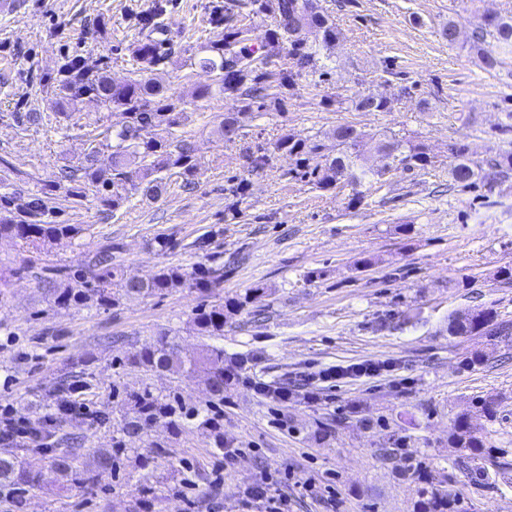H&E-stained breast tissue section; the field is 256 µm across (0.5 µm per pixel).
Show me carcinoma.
I'll return each instance as SVG.
<instances>
[{"label": "carcinoma", "mask_w": 512, "mask_h": 512, "mask_svg": "<svg viewBox=\"0 0 512 512\" xmlns=\"http://www.w3.org/2000/svg\"><path fill=\"white\" fill-rule=\"evenodd\" d=\"M249 9L256 17L273 15L275 23L266 29L262 41L256 43L250 30L234 22L233 7ZM210 24L218 29L216 38L187 48L190 65L214 75L213 84L196 87L194 96L206 98L213 91L224 99L239 104L242 110L253 106L262 109L265 102H273L275 110L285 111L288 89L296 80L318 70L320 53L338 40L336 25L319 5V0H245L238 5L216 3L209 14ZM314 35L315 40L308 39ZM163 42L146 39L130 48L135 67L134 77L124 83L112 82L106 72L90 69L85 59L68 55L58 69L57 87L59 107H69L82 98L96 100L108 112H118L122 122L110 125L100 133L102 140L87 154L81 166L63 170L57 185L66 186V196L74 205L83 204L91 191L106 206L118 207L130 194L141 192L154 199L162 191L157 174L178 170L182 187L193 184L198 160L191 139L179 135L171 137V130L185 125L186 113L176 110L168 95L170 85L165 78L167 53ZM512 50V17L490 15L485 28L473 35L470 50L480 57L485 69L492 70L499 63L498 50ZM350 108L357 112H386L390 109L385 98L358 93L349 97ZM159 128L168 136L147 137L143 132ZM241 113L226 112L217 131L224 141L233 143L241 136ZM336 152L322 153V145L307 141L294 133H286L271 144H259L247 151L249 172L258 173L269 164L271 155L286 153L295 160L294 177L304 179L319 189L337 188L340 184L357 186L366 177L381 179L380 170H366L363 166L367 142L350 123H340L332 130ZM374 150L392 155L407 170H423L431 164V157L420 145L408 139L381 140ZM107 154V166H100L99 156ZM458 163L451 170L455 183L467 184L477 179L488 182L512 172V152L499 151L489 162V172L474 169L469 163L468 147H455ZM138 166L140 181L129 175L131 165ZM0 238L9 237L22 242L27 251L41 254L50 244L62 239L79 240L88 228L82 224H54L49 221V209L36 194L23 206L12 207L5 196L0 197ZM83 287L54 277L43 280L45 299L59 309L85 306L89 303L108 309L127 298H150L176 288L188 286L201 292L220 288L224 273L209 268H195L190 272L163 268L152 278L144 280L125 274L121 265L113 262L112 246L101 247L92 262L78 273ZM249 295L226 305L232 310L243 308ZM222 304L198 306L192 322L198 334L209 337L224 336L226 314ZM451 336H487L505 345L512 344V322L499 319L493 307L478 306L455 316L448 322ZM127 364L147 375L176 374L189 377L198 371L204 373V383L213 405L224 402V393L236 380L235 367L225 363L224 347L206 344L193 357L182 355L176 337L164 333L127 357ZM112 396L121 399L123 407L114 426L119 434L140 441L149 436L152 428L162 422L177 436L188 422L199 419L198 427L208 431L216 448L224 447V423L215 416H199L176 397L163 395L144 383L139 387L112 389ZM474 415L492 422L498 419L499 404L492 396L479 397L472 403ZM472 415V416H474ZM472 416L461 415L453 424L449 442L466 458L475 460L488 454L483 438L472 426ZM47 436L33 434L22 438L28 461L22 465L17 456H0V488H10L15 495L14 507L41 480L42 468L48 464L69 485L91 488L96 471L115 466L110 453H99L93 462L84 460L79 448H53ZM414 512H458V494L444 485L418 489Z\"/></svg>", "instance_id": "obj_1"}]
</instances>
